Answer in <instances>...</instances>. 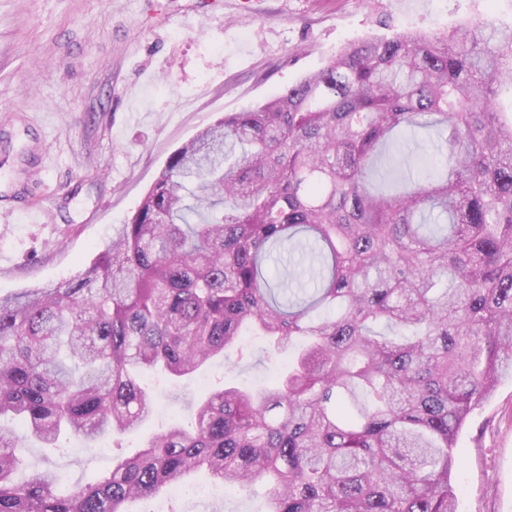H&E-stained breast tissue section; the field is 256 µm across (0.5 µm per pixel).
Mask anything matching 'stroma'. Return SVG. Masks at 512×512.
I'll return each instance as SVG.
<instances>
[{
  "mask_svg": "<svg viewBox=\"0 0 512 512\" xmlns=\"http://www.w3.org/2000/svg\"><path fill=\"white\" fill-rule=\"evenodd\" d=\"M512 26V0H0V296L70 279L131 220L168 156L227 112L256 107L346 44L403 29ZM173 384L160 413L94 451L63 437L28 454L69 485L109 470L160 423H187L216 381L258 387L277 364L261 341ZM458 512H512V377L468 418L454 450ZM266 488L176 495L178 512H263Z\"/></svg>",
  "mask_w": 512,
  "mask_h": 512,
  "instance_id": "obj_1",
  "label": "stroma"
}]
</instances>
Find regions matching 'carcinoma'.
<instances>
[{
	"mask_svg": "<svg viewBox=\"0 0 512 512\" xmlns=\"http://www.w3.org/2000/svg\"><path fill=\"white\" fill-rule=\"evenodd\" d=\"M512 28L479 19L346 45L175 149L71 280L0 297V417L48 448L137 431L149 371L188 377L246 336L283 371L220 382L71 491L0 427V512H126L204 471L265 512H456L468 416L512 376ZM447 163L376 186L408 131ZM282 263L284 272L270 276Z\"/></svg>",
	"mask_w": 512,
	"mask_h": 512,
	"instance_id": "cac0c4a2",
	"label": "carcinoma"
}]
</instances>
